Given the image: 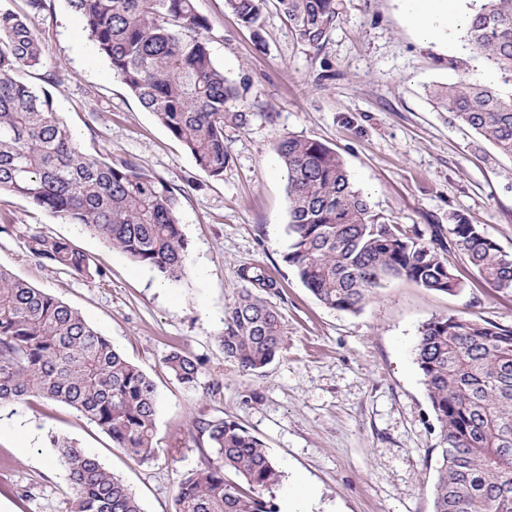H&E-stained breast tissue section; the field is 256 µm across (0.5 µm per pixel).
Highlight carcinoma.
Segmentation results:
<instances>
[{
    "instance_id": "carcinoma-1",
    "label": "carcinoma",
    "mask_w": 512,
    "mask_h": 512,
    "mask_svg": "<svg viewBox=\"0 0 512 512\" xmlns=\"http://www.w3.org/2000/svg\"><path fill=\"white\" fill-rule=\"evenodd\" d=\"M268 0H225V7L261 38ZM89 22L98 54L114 75L178 139L197 165L219 178L230 164L224 126H244L239 94L204 37L207 18L194 0H68ZM26 15L0 9V192L20 196L101 238L133 262L178 282L189 263L179 197L130 162L86 153L53 108L50 95L21 73L42 65L28 15L45 0H25ZM296 36L320 49L339 21L337 0H278ZM464 41L501 86L467 71L430 91L453 120L512 159V0H471ZM276 151L288 171L286 262L325 306L358 312L392 278L454 295L464 288L443 257L440 229L430 236L375 214L345 163L320 141L284 136ZM449 233L479 278L512 293V256L460 213ZM31 254L60 270L94 280L103 273L68 240L28 230ZM217 343L247 373L278 355L279 310L262 293L276 284L262 269H243ZM416 359L444 448L434 512H512V327L465 315L424 324ZM164 363L180 384L198 381L200 363L172 350ZM30 396L60 402L98 426L129 454L155 450L157 393L152 380L82 315L0 267V408ZM216 457L184 478L175 512H277L265 494L281 474L263 442L233 420L204 423ZM74 497L70 512H141L129 488L97 458L49 435ZM233 473L240 482L230 481Z\"/></svg>"
}]
</instances>
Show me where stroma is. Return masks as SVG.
Segmentation results:
<instances>
[{
  "label": "stroma",
  "mask_w": 512,
  "mask_h": 512,
  "mask_svg": "<svg viewBox=\"0 0 512 512\" xmlns=\"http://www.w3.org/2000/svg\"><path fill=\"white\" fill-rule=\"evenodd\" d=\"M211 27L216 63L239 90L245 126L224 128L231 156L223 177L202 171L116 78L96 51L87 20L67 0H47L30 17L42 53L25 73L88 154L131 161L174 188L189 245L179 282L160 285L148 267L28 201L0 194V266L77 309L153 380L155 453L116 447L71 407L28 398L0 409V512H70L73 496L46 446L64 435L132 490L142 512H175L184 477L213 453L201 422L231 419L260 438L280 471L278 512L299 485L316 494L312 512H434L442 463L440 433L416 362L430 319L467 314L512 325V294L477 278L459 250L447 259L464 283L449 295L405 279L386 282L362 311L318 302L288 265L287 172L276 145L285 135L321 141L344 160L374 213L387 222L449 225L455 213L512 254V160L473 130L435 111L436 83L456 81L461 31L435 47L415 35L401 0H340L328 43L297 39L276 0L260 32L224 0H195ZM64 237L101 270L90 281L31 255L26 231ZM259 267L277 283L267 300L282 315V348L262 373L225 360L217 336L242 283ZM197 359L196 386L179 384L163 358Z\"/></svg>",
  "instance_id": "obj_1"
}]
</instances>
